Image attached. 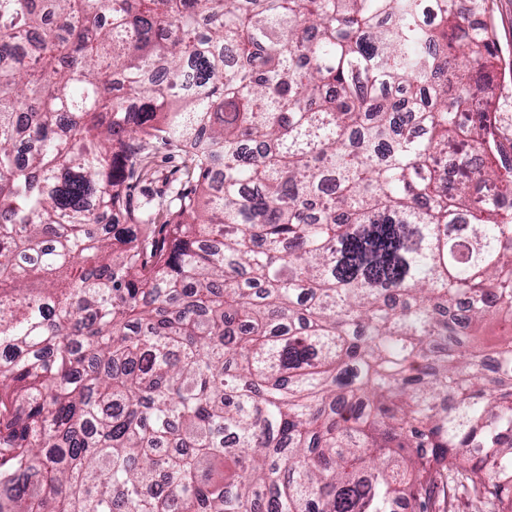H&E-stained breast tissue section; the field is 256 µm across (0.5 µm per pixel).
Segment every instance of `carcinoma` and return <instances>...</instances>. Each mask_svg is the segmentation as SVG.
<instances>
[{
    "label": "carcinoma",
    "mask_w": 512,
    "mask_h": 512,
    "mask_svg": "<svg viewBox=\"0 0 512 512\" xmlns=\"http://www.w3.org/2000/svg\"><path fill=\"white\" fill-rule=\"evenodd\" d=\"M488 2L0 0V512H512ZM179 163L177 158L169 157L165 151L160 150L153 159L150 175L132 185L131 196L141 204L145 212L157 213L158 204L169 195L172 187L178 185L180 173L176 169Z\"/></svg>",
    "instance_id": "1"
}]
</instances>
